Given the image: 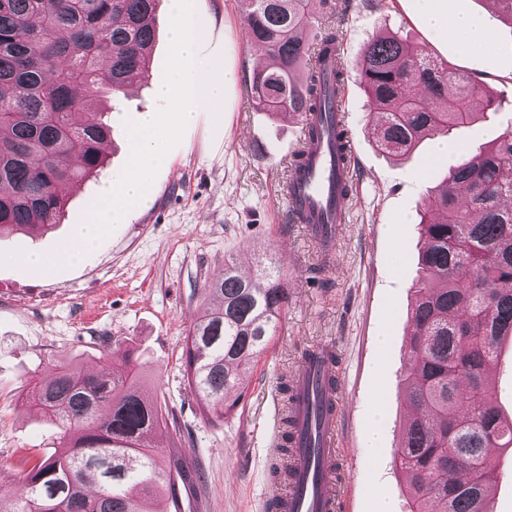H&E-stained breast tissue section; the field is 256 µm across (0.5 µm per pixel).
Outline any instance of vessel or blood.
Masks as SVG:
<instances>
[{
    "instance_id": "1",
    "label": "vessel or blood",
    "mask_w": 512,
    "mask_h": 512,
    "mask_svg": "<svg viewBox=\"0 0 512 512\" xmlns=\"http://www.w3.org/2000/svg\"><path fill=\"white\" fill-rule=\"evenodd\" d=\"M303 151L304 166L283 193L288 218L302 225L321 252L329 255L347 222L346 199L338 185L350 181V170L333 161L327 143L308 142ZM337 379L331 345H316L305 352L293 379L294 439L285 481L273 495L277 512H344V497L332 478L337 465Z\"/></svg>"
}]
</instances>
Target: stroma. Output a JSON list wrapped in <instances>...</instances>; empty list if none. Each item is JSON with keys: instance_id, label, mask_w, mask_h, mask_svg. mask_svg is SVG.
Returning <instances> with one entry per match:
<instances>
[{"instance_id": "35a3bbf8", "label": "stroma", "mask_w": 512, "mask_h": 512, "mask_svg": "<svg viewBox=\"0 0 512 512\" xmlns=\"http://www.w3.org/2000/svg\"><path fill=\"white\" fill-rule=\"evenodd\" d=\"M449 14L482 15L490 47L460 51L426 25L416 0H318L319 15L340 22L345 111L354 153L349 222L330 263L285 218L279 197L290 152L300 137L297 117L255 107L248 89L256 67L238 0H194L205 32L202 58L231 70L219 107L199 108L152 183V201L127 210L113 231L82 260L54 270L0 265V497L17 491L26 461L51 453V426L24 402L37 371L63 360L87 371L138 353L143 376L163 415H175L188 459L204 472L200 512H264L281 452L284 393L301 353L317 343L337 352L341 415L340 477L349 512H408L395 457L410 408L402 374L407 312L417 277L419 212L429 190L461 159L486 150L512 130V23L492 0H447ZM169 0L156 13L150 77L139 89L96 100L112 127L104 169L76 182L59 224L44 235L0 239V253L26 247L53 254L77 225L103 183L123 171L129 154L126 120L160 106L169 48ZM397 32L425 44L438 59L483 80L498 99L471 123L451 128L447 157L434 159L435 140L395 160L373 142L356 61L372 38ZM277 260L288 283V306L266 351L253 364L238 408L220 425L204 420L202 397L184 377L188 330L209 300L204 284L226 259L254 276L255 255ZM375 447H368L369 435Z\"/></svg>"}]
</instances>
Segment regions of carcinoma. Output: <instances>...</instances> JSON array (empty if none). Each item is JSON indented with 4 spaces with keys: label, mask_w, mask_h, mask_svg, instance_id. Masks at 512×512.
Instances as JSON below:
<instances>
[{
    "label": "carcinoma",
    "mask_w": 512,
    "mask_h": 512,
    "mask_svg": "<svg viewBox=\"0 0 512 512\" xmlns=\"http://www.w3.org/2000/svg\"><path fill=\"white\" fill-rule=\"evenodd\" d=\"M160 0H0V235L48 230L64 213L63 185L97 174L111 127L89 98L148 78ZM250 41L270 63L249 93L261 110L334 119L344 85L342 32L315 14L316 0H240ZM336 56V87L317 63ZM381 153L411 154L424 138L469 123L491 106L482 81L436 61L398 34L370 40L356 62ZM465 189L460 194L459 189ZM512 131L453 166L419 221L421 247L402 384L413 417L396 461L410 512H493L496 452L512 447L486 373L512 336ZM259 285L224 263L205 290L218 303L196 318L183 349L203 413L224 423L253 362L288 306L279 271ZM86 373L61 362L29 381L26 404L57 428L58 446L35 461L0 512H181L198 499L201 472L181 450L159 457L165 419L139 364L102 354Z\"/></svg>",
    "instance_id": "1"
}]
</instances>
